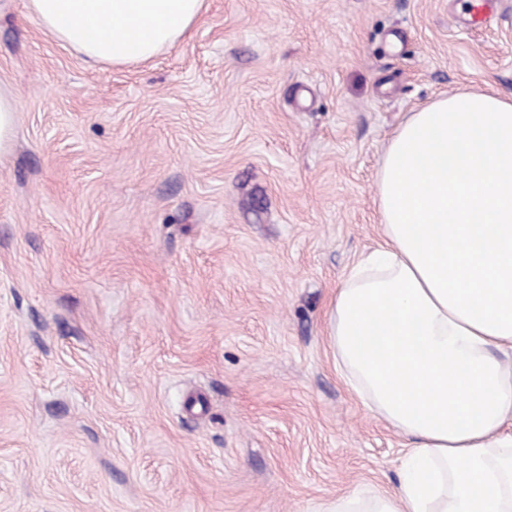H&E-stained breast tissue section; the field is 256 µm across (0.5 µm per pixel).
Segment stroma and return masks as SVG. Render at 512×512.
<instances>
[{"label":"stroma","mask_w":512,"mask_h":512,"mask_svg":"<svg viewBox=\"0 0 512 512\" xmlns=\"http://www.w3.org/2000/svg\"><path fill=\"white\" fill-rule=\"evenodd\" d=\"M512 98V0H206L150 60L0 0V512H322L392 491L335 292L409 112ZM17 105L14 97L0 92V155L6 153L12 143Z\"/></svg>","instance_id":"35a3bbf8"}]
</instances>
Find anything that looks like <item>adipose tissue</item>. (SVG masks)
I'll return each instance as SVG.
<instances>
[{
  "label": "adipose tissue",
  "mask_w": 512,
  "mask_h": 512,
  "mask_svg": "<svg viewBox=\"0 0 512 512\" xmlns=\"http://www.w3.org/2000/svg\"><path fill=\"white\" fill-rule=\"evenodd\" d=\"M205 0H29L96 62L152 58ZM380 243L336 290L331 342L347 384L407 442L395 490L330 512H512V100L449 94L389 140Z\"/></svg>",
  "instance_id": "obj_1"
}]
</instances>
